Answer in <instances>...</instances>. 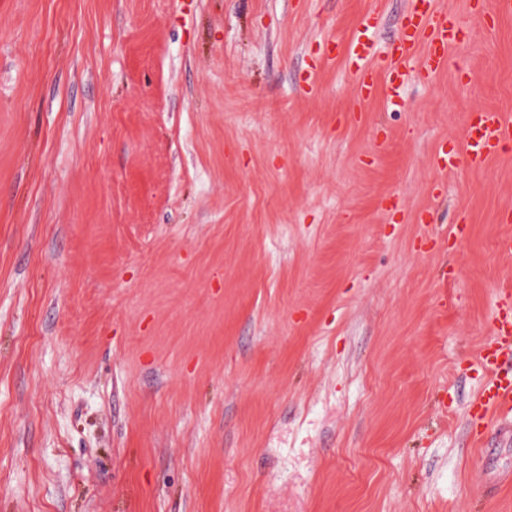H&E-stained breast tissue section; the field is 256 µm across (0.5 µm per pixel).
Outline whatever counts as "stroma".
I'll return each mask as SVG.
<instances>
[{"label":"stroma","instance_id":"1","mask_svg":"<svg viewBox=\"0 0 512 512\" xmlns=\"http://www.w3.org/2000/svg\"><path fill=\"white\" fill-rule=\"evenodd\" d=\"M360 104L409 0H0V512H512V15ZM512 139V122L504 113L480 109L473 113L464 144L454 153L439 152L436 165L442 170L477 168L498 157ZM494 346L480 354V362L487 374V383L473 401V415L488 426L501 414L512 413V373L503 366L512 360V311L506 305L493 330Z\"/></svg>","mask_w":512,"mask_h":512}]
</instances>
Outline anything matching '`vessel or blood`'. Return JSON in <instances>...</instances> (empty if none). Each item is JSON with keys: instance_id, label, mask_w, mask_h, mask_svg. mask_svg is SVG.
Segmentation results:
<instances>
[{"instance_id": "obj_1", "label": "vessel or blood", "mask_w": 512, "mask_h": 512, "mask_svg": "<svg viewBox=\"0 0 512 512\" xmlns=\"http://www.w3.org/2000/svg\"><path fill=\"white\" fill-rule=\"evenodd\" d=\"M377 26L373 14H364L355 34L345 43L344 52L353 66L354 80L361 101L376 97L380 89L399 91L405 76V63L420 56L423 67L436 73L449 66V50L458 43L460 32L446 12L439 10L435 0H410L399 36L384 58H377L368 31ZM512 141V120L504 113L481 109L473 113L463 145L453 153L436 157L438 168H476L498 157L505 144ZM494 346L482 352L480 362L487 374V383L474 400L471 410L484 424L496 422L499 415L512 413V310L503 309L493 330Z\"/></svg>"}]
</instances>
